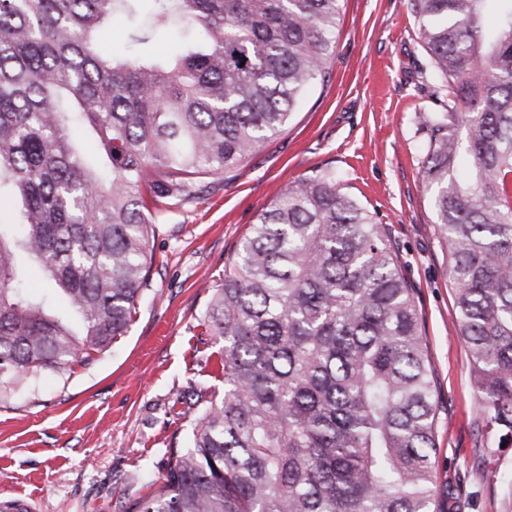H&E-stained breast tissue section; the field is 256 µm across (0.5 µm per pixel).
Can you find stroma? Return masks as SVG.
<instances>
[{
	"mask_svg": "<svg viewBox=\"0 0 512 512\" xmlns=\"http://www.w3.org/2000/svg\"><path fill=\"white\" fill-rule=\"evenodd\" d=\"M331 81L247 161L170 209L151 240L149 286L124 336L90 365L0 386V501L34 512H124L158 480L178 414L222 386L221 351L201 322L224 265L260 211L315 169L387 224L416 290L433 372L438 489L450 512H512V444L486 445L458 334L448 244L422 178L424 112L448 109L408 0H346ZM498 460L489 477L482 461Z\"/></svg>",
	"mask_w": 512,
	"mask_h": 512,
	"instance_id": "1",
	"label": "stroma"
}]
</instances>
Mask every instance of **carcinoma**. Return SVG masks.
<instances>
[{"instance_id":"1","label":"carcinoma","mask_w":512,"mask_h":512,"mask_svg":"<svg viewBox=\"0 0 512 512\" xmlns=\"http://www.w3.org/2000/svg\"><path fill=\"white\" fill-rule=\"evenodd\" d=\"M0 0V383L90 364L125 334L168 209L283 132L332 78L343 0ZM409 0L448 111L422 171L448 243L479 417L512 443V0ZM123 15L203 39L164 61L105 57ZM466 128L460 140L457 128ZM30 258L80 319L28 295ZM204 323L224 386L179 412L153 492L124 512H442L437 402L414 288L385 225L329 170L257 216ZM128 43V28L120 18L112 19V22L106 25L99 35L100 49L107 55H112L116 50L124 49Z\"/></svg>"}]
</instances>
